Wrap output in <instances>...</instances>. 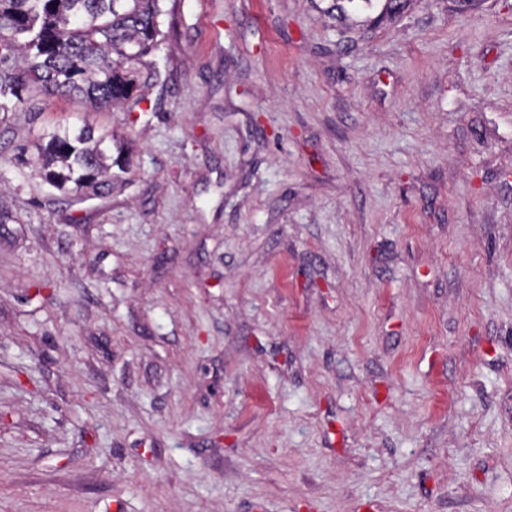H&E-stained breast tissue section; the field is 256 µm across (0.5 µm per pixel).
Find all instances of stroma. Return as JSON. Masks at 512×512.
<instances>
[{
  "label": "stroma",
  "mask_w": 512,
  "mask_h": 512,
  "mask_svg": "<svg viewBox=\"0 0 512 512\" xmlns=\"http://www.w3.org/2000/svg\"><path fill=\"white\" fill-rule=\"evenodd\" d=\"M176 17L0 123V512H512V0ZM57 121L125 184L52 200Z\"/></svg>",
  "instance_id": "stroma-1"
}]
</instances>
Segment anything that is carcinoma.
Listing matches in <instances>:
<instances>
[{"label":"carcinoma","instance_id":"carcinoma-1","mask_svg":"<svg viewBox=\"0 0 512 512\" xmlns=\"http://www.w3.org/2000/svg\"><path fill=\"white\" fill-rule=\"evenodd\" d=\"M167 0H0V118L19 111L34 90L120 109L137 92L136 66L168 48L173 23ZM375 0H329L324 13L348 17L346 5L369 10ZM44 180L68 200L91 199L122 179L125 143L106 130L58 123L33 145ZM117 171H112V168Z\"/></svg>","mask_w":512,"mask_h":512}]
</instances>
